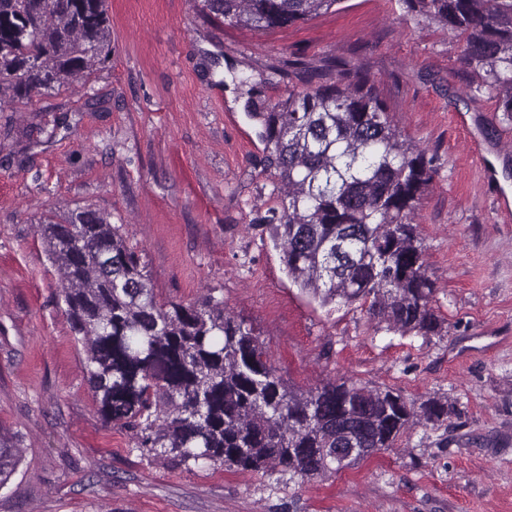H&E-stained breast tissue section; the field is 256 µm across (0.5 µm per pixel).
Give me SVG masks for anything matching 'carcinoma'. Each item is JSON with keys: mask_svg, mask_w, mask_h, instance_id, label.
<instances>
[{"mask_svg": "<svg viewBox=\"0 0 512 512\" xmlns=\"http://www.w3.org/2000/svg\"><path fill=\"white\" fill-rule=\"evenodd\" d=\"M338 0H198L202 15L266 31L306 23ZM462 43V60L512 113V0H399ZM112 53L105 0H0V95L30 100L87 76ZM275 73L301 91L259 101L281 215L276 246L289 279L322 308L357 304L402 336H438L415 203L434 157L391 120L370 72L327 58L287 59ZM62 282L65 315L104 424L132 433L142 455L176 467L281 472L305 482L394 447L454 405L419 408L389 388L352 380L296 391L255 329L211 294L159 302L141 255L110 216L90 208L40 222ZM22 460L0 437V489Z\"/></svg>", "mask_w": 512, "mask_h": 512, "instance_id": "carcinoma-1", "label": "carcinoma"}]
</instances>
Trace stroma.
Returning a JSON list of instances; mask_svg holds the SVG:
<instances>
[{
	"label": "stroma",
	"mask_w": 512,
	"mask_h": 512,
	"mask_svg": "<svg viewBox=\"0 0 512 512\" xmlns=\"http://www.w3.org/2000/svg\"><path fill=\"white\" fill-rule=\"evenodd\" d=\"M112 54L85 80L0 106V433L23 462L0 512H512V117L438 26L397 0H340L297 26L251 31L194 0H107ZM336 55L378 80L402 134L436 157L417 208L442 335L375 331L356 306L325 312L291 284L269 218L280 202L247 89L277 100L290 52ZM494 164L483 176L481 161ZM109 214L158 299L211 294L251 323L280 375L339 378L457 415L307 482L176 468L103 426L39 223Z\"/></svg>",
	"instance_id": "1"
}]
</instances>
